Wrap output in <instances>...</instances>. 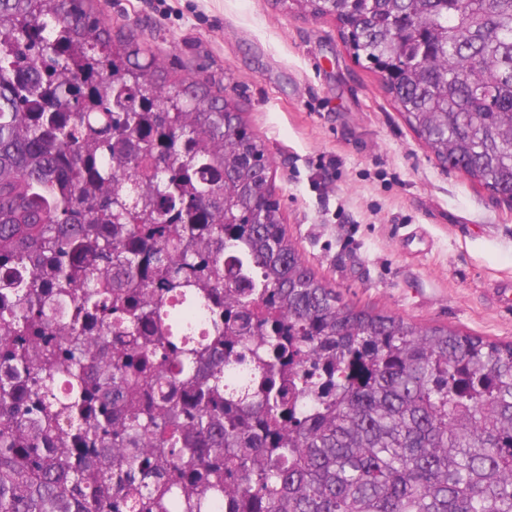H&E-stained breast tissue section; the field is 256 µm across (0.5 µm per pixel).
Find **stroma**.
I'll return each mask as SVG.
<instances>
[{
	"label": "stroma",
	"mask_w": 512,
	"mask_h": 512,
	"mask_svg": "<svg viewBox=\"0 0 512 512\" xmlns=\"http://www.w3.org/2000/svg\"><path fill=\"white\" fill-rule=\"evenodd\" d=\"M171 76L238 102L289 240L343 300L512 341V205L430 158L333 20L274 0H95Z\"/></svg>",
	"instance_id": "obj_1"
}]
</instances>
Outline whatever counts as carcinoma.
<instances>
[{"label": "carcinoma", "mask_w": 512, "mask_h": 512, "mask_svg": "<svg viewBox=\"0 0 512 512\" xmlns=\"http://www.w3.org/2000/svg\"><path fill=\"white\" fill-rule=\"evenodd\" d=\"M278 2L512 198V0ZM91 3L0 0V512H512V342L344 302L238 103Z\"/></svg>", "instance_id": "obj_1"}]
</instances>
